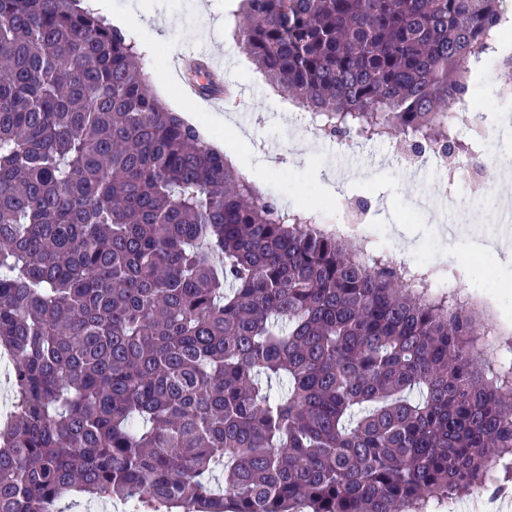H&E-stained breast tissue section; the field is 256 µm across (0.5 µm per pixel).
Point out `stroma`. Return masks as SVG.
<instances>
[{"mask_svg":"<svg viewBox=\"0 0 512 512\" xmlns=\"http://www.w3.org/2000/svg\"><path fill=\"white\" fill-rule=\"evenodd\" d=\"M112 12L129 17V29L140 44L141 67L150 78L154 92L170 110L197 114H231L234 130H215L224 149L239 155L242 163L260 180L268 196L282 206L293 208L307 202L319 205V222L335 223L348 202L366 201V232L353 237L354 245L365 246L368 237L382 242L394 261L407 263L423 258L424 264L441 270L442 258L465 264L468 278L453 277L461 296L479 293L481 275H489L493 290L503 302L484 307L485 318L505 328V339L489 346L486 355L497 359L512 354V266L501 269L478 254L471 240H439L432 226L451 221L443 202H436L434 214L415 217L411 204L421 194L442 190L469 202V225L480 227L483 239H493L500 222L504 197L501 180L507 161L512 160V98L500 100L496 91L512 88V66L496 65L492 73L494 89H486L483 79H475L472 96L492 113L495 130L488 143V154L481 179L463 182L459 174L429 164L407 170L397 157L391 139L347 143L324 138L308 125L303 111L288 95L275 91L232 37L239 15L238 0H111ZM208 45L209 58L224 61L222 76L229 90L223 99L207 100L193 94L182 77V60ZM313 138L315 155L309 162L293 157L291 144L298 138ZM402 224L413 235L415 245L406 250L398 245L391 227Z\"/></svg>","mask_w":512,"mask_h":512,"instance_id":"stroma-1","label":"stroma"}]
</instances>
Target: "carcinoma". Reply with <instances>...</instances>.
<instances>
[{
  "mask_svg": "<svg viewBox=\"0 0 512 512\" xmlns=\"http://www.w3.org/2000/svg\"><path fill=\"white\" fill-rule=\"evenodd\" d=\"M506 0H242L325 135L448 154ZM79 0H0V512H425L512 470L474 304L235 174ZM215 90L207 65L194 71ZM110 502H105V500H97V499H87V497L83 496H71L65 499L61 506L65 508L67 512H127L129 509L124 508L121 504H116L112 502V509H107L108 511H88L87 509L90 507L101 506L102 504Z\"/></svg>",
  "mask_w": 512,
  "mask_h": 512,
  "instance_id": "1",
  "label": "carcinoma"
}]
</instances>
